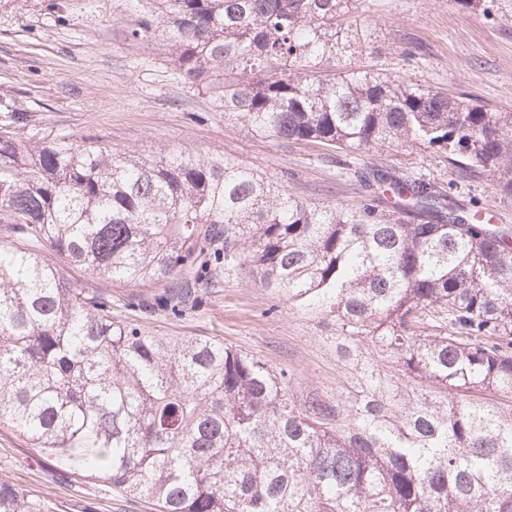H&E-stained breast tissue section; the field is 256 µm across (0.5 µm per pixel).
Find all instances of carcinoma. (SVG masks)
Wrapping results in <instances>:
<instances>
[{
    "mask_svg": "<svg viewBox=\"0 0 512 512\" xmlns=\"http://www.w3.org/2000/svg\"><path fill=\"white\" fill-rule=\"evenodd\" d=\"M137 34L254 132L358 153L444 151L512 197V112L330 64L366 47L359 0H148ZM386 203L311 205L228 158H142L0 135V424L157 512H512V232L376 169ZM168 286L132 318L78 288ZM336 324L363 397L297 398L224 342L140 320L198 301L211 257ZM369 344L377 357L362 361ZM0 512H53L0 483ZM64 271L68 279L71 280L78 288H103L112 292V307L113 301L122 300L128 295L135 294H155L162 291V288H143L141 286H134L133 284H119L108 283L100 279H96L89 274L84 268L64 266Z\"/></svg>",
    "mask_w": 512,
    "mask_h": 512,
    "instance_id": "carcinoma-1",
    "label": "carcinoma"
}]
</instances>
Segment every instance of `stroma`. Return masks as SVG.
<instances>
[{"mask_svg": "<svg viewBox=\"0 0 512 512\" xmlns=\"http://www.w3.org/2000/svg\"><path fill=\"white\" fill-rule=\"evenodd\" d=\"M142 14L135 0H0V134L32 143L92 140L147 158L224 156L315 205L368 199L355 173L382 167L436 183L457 204L512 228V199L488 177L449 166L442 152L381 146L327 153L225 119L210 95L179 74L166 41L138 36ZM356 19L373 49L353 56V66L512 112V0H483L469 10L454 0H360ZM146 327L162 336H214L274 369H292L297 395L316 390L343 399L349 392L335 325L290 307L245 272L205 289L199 308L158 314ZM0 481L39 495L55 512H156L56 468L6 426Z\"/></svg>", "mask_w": 512, "mask_h": 512, "instance_id": "stroma-1", "label": "stroma"}]
</instances>
